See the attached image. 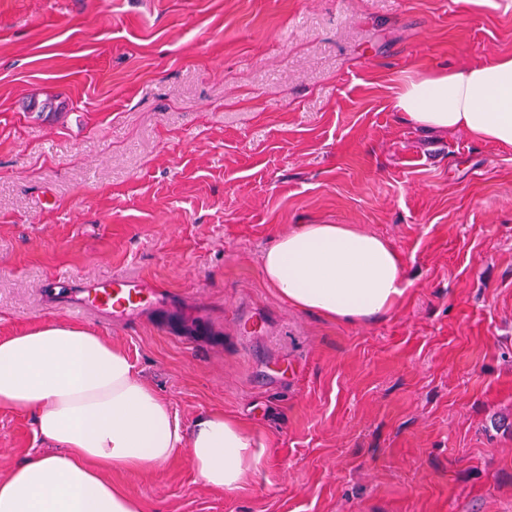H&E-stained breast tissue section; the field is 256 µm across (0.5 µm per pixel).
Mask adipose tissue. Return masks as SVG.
Instances as JSON below:
<instances>
[{
	"mask_svg": "<svg viewBox=\"0 0 512 512\" xmlns=\"http://www.w3.org/2000/svg\"><path fill=\"white\" fill-rule=\"evenodd\" d=\"M394 108L410 123L512 147V56L409 75ZM261 271L289 305L349 324L388 314L406 287L402 255L353 224L295 225L266 246ZM0 408L34 415L51 447L0 481V512H141L108 473H140L182 449L221 490L260 462L236 421L215 412L182 427L121 348L76 325L48 320L0 338Z\"/></svg>",
	"mask_w": 512,
	"mask_h": 512,
	"instance_id": "1",
	"label": "adipose tissue"
}]
</instances>
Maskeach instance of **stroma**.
Segmentation results:
<instances>
[{
	"mask_svg": "<svg viewBox=\"0 0 512 512\" xmlns=\"http://www.w3.org/2000/svg\"><path fill=\"white\" fill-rule=\"evenodd\" d=\"M512 55V0H0V337L123 349L181 426L261 454L112 474L142 512H512V148L410 125L406 75ZM298 224L400 252L386 316L329 320L261 274ZM127 275L112 320L51 294ZM47 446L0 409V478Z\"/></svg>",
	"mask_w": 512,
	"mask_h": 512,
	"instance_id": "1",
	"label": "stroma"
}]
</instances>
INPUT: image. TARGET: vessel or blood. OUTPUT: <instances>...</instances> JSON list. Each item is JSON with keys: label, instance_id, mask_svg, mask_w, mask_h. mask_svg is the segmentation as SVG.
<instances>
[{"label": "vessel or blood", "instance_id": "obj_1", "mask_svg": "<svg viewBox=\"0 0 512 512\" xmlns=\"http://www.w3.org/2000/svg\"><path fill=\"white\" fill-rule=\"evenodd\" d=\"M154 290L143 280L123 275L84 280L77 290L80 307L118 317L132 315Z\"/></svg>", "mask_w": 512, "mask_h": 512}]
</instances>
